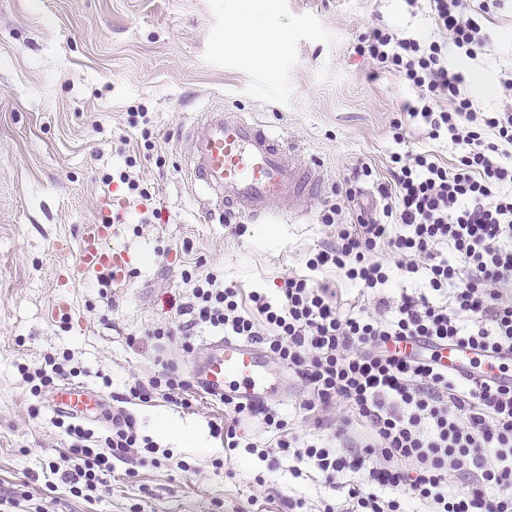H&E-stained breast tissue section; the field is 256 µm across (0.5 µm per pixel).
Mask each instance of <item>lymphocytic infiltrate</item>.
I'll list each match as a JSON object with an SVG mask.
<instances>
[{"instance_id":"1","label":"lymphocytic infiltrate","mask_w":512,"mask_h":512,"mask_svg":"<svg viewBox=\"0 0 512 512\" xmlns=\"http://www.w3.org/2000/svg\"><path fill=\"white\" fill-rule=\"evenodd\" d=\"M407 4L427 13L437 38L376 27L358 48L414 92L393 121V138L406 150L391 156L389 179L377 187L381 213L343 224L341 204L326 206L321 221L335 225V244L308 258L306 273L288 276L278 299L255 290L242 302L217 274L196 280L177 309V330L188 339L204 326L259 344L306 388L303 410L347 409L336 439L349 440L355 422L367 429L341 452L290 431L268 409L235 401V415L261 417L276 439L260 449L241 443L230 425L225 452L242 449L264 461L291 456L297 478L300 462H308L338 481L348 512H403L406 498L426 501L431 512H512V384L479 371L464 378L395 348L411 338L480 353L512 350V104L477 109L462 91L464 72L448 65L449 47L471 58L488 45L485 23L501 0ZM445 137L463 147L450 165L431 147ZM383 245L393 263L375 260ZM330 268L374 291L373 307L342 313L335 289L314 280ZM422 271L424 291L377 296ZM55 425L68 438L60 479L87 499L104 486L112 457L138 445L127 416L104 436L72 419ZM453 476L466 482L454 493ZM383 489L403 497L382 498Z\"/></svg>"}]
</instances>
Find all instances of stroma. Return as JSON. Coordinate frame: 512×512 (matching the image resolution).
Listing matches in <instances>:
<instances>
[{"label": "stroma", "mask_w": 512, "mask_h": 512, "mask_svg": "<svg viewBox=\"0 0 512 512\" xmlns=\"http://www.w3.org/2000/svg\"><path fill=\"white\" fill-rule=\"evenodd\" d=\"M374 27L434 35L427 14L405 0H0V494L29 493L48 512H289L297 498L308 512L327 504L342 512L343 490L309 464L272 466L239 453L215 466L224 404L192 389L184 406L158 396L141 402L128 389L166 368L189 378L205 356L209 329L188 342L154 335L173 327L188 297L184 274L217 273L243 300L256 288L277 296L288 274L305 273L315 248L335 242L322 211L365 166L370 176L354 186L358 203H370L399 149L397 105L414 95L357 54ZM487 29V55L472 61L452 49L448 61L466 72L479 107L493 110L505 100L497 77L512 70V0H502ZM215 104L252 113L321 165L327 187L308 221L203 219L179 127ZM140 106L153 118L151 150L127 124ZM124 170L154 188L151 201L133 200L115 181ZM112 189L123 202L111 244L130 257L125 278L95 273L71 288L58 245L76 243ZM65 351L69 385L88 396V427L110 426L120 410L140 438L169 453L156 466L114 459L91 501L52 475L66 446L52 424L59 403L51 390L32 396L20 373ZM163 419L187 439L163 432ZM295 465L302 477L291 474Z\"/></svg>", "instance_id": "1"}]
</instances>
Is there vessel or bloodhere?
I'll return each instance as SVG.
<instances>
[{
  "instance_id": "obj_1",
  "label": "vessel or blood",
  "mask_w": 512,
  "mask_h": 512,
  "mask_svg": "<svg viewBox=\"0 0 512 512\" xmlns=\"http://www.w3.org/2000/svg\"><path fill=\"white\" fill-rule=\"evenodd\" d=\"M183 134L190 145L188 177L202 192L200 209L209 220L266 224L277 202L285 203V216H302L310 200L324 190L326 178L320 166L289 148L249 113L210 107ZM112 214L111 202H104L99 220L81 225L68 267L71 286L104 269L114 279H123L129 258L107 245ZM210 346L207 362L192 375L203 393L258 406L287 397V384L272 377L258 344L222 336L211 340Z\"/></svg>"
}]
</instances>
